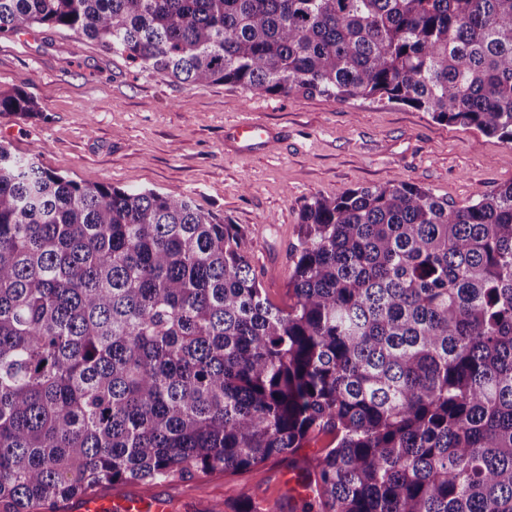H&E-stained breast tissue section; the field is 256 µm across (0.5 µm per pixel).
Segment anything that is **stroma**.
<instances>
[{
	"label": "stroma",
	"mask_w": 512,
	"mask_h": 512,
	"mask_svg": "<svg viewBox=\"0 0 512 512\" xmlns=\"http://www.w3.org/2000/svg\"><path fill=\"white\" fill-rule=\"evenodd\" d=\"M14 90L42 110L0 115V142L20 155L44 146L42 164L76 181L183 196L240 225L254 274L283 308L305 203L410 181L462 205L512 184V148L478 130L373 99L187 87L69 30L0 34V92ZM251 120L266 123L273 137L247 151L226 142L228 129ZM331 441L317 435L295 458L236 473L110 483L96 492L159 495L171 512H235L245 488L259 504L306 512L314 497L301 489L294 463L321 455Z\"/></svg>",
	"instance_id": "1"
}]
</instances>
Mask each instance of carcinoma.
Instances as JSON below:
<instances>
[{
	"instance_id": "carcinoma-1",
	"label": "carcinoma",
	"mask_w": 512,
	"mask_h": 512,
	"mask_svg": "<svg viewBox=\"0 0 512 512\" xmlns=\"http://www.w3.org/2000/svg\"><path fill=\"white\" fill-rule=\"evenodd\" d=\"M35 26L189 87L385 101L512 146V0H0V34ZM40 111L0 93V115ZM43 151L0 143V512L320 433L321 512H512V183L305 204L283 309L240 225Z\"/></svg>"
}]
</instances>
